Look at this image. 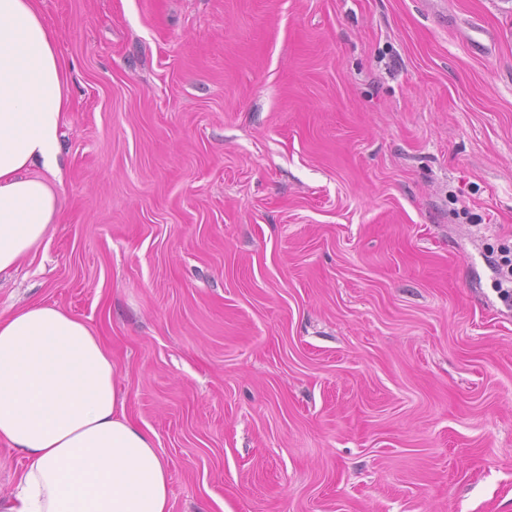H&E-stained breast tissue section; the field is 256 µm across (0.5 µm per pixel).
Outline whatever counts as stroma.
Here are the masks:
<instances>
[{
	"label": "stroma",
	"instance_id": "1",
	"mask_svg": "<svg viewBox=\"0 0 512 512\" xmlns=\"http://www.w3.org/2000/svg\"><path fill=\"white\" fill-rule=\"evenodd\" d=\"M59 218L0 317L109 346L171 512H512V0H38ZM499 275L496 291L500 300L512 308V258L511 251L502 255L499 262ZM505 285V287H504ZM510 285V286H508Z\"/></svg>",
	"mask_w": 512,
	"mask_h": 512
}]
</instances>
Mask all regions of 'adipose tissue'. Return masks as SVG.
<instances>
[{"label": "adipose tissue", "instance_id": "obj_1", "mask_svg": "<svg viewBox=\"0 0 512 512\" xmlns=\"http://www.w3.org/2000/svg\"><path fill=\"white\" fill-rule=\"evenodd\" d=\"M65 83L36 0H0V271L57 220ZM0 441L24 460L7 512H170L154 433L127 416L101 338L60 306L0 318Z\"/></svg>", "mask_w": 512, "mask_h": 512}]
</instances>
